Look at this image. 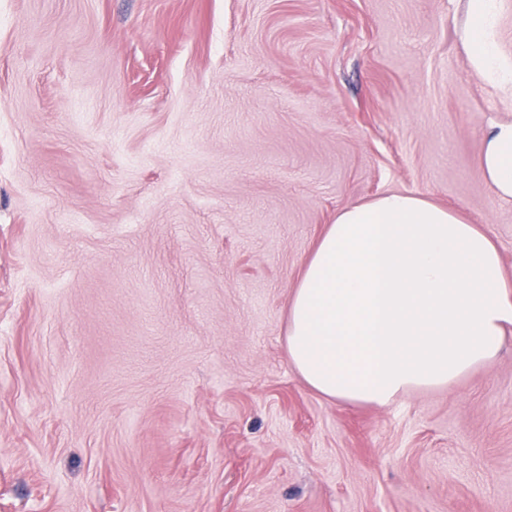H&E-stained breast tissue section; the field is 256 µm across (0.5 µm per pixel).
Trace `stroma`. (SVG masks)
Listing matches in <instances>:
<instances>
[{"label": "stroma", "mask_w": 512, "mask_h": 512, "mask_svg": "<svg viewBox=\"0 0 512 512\" xmlns=\"http://www.w3.org/2000/svg\"><path fill=\"white\" fill-rule=\"evenodd\" d=\"M465 0H0V512H512V334L350 405L288 362L337 211L486 228Z\"/></svg>", "instance_id": "stroma-1"}]
</instances>
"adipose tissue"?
I'll return each instance as SVG.
<instances>
[{
  "mask_svg": "<svg viewBox=\"0 0 512 512\" xmlns=\"http://www.w3.org/2000/svg\"><path fill=\"white\" fill-rule=\"evenodd\" d=\"M473 74L512 90L497 42L500 0H466ZM479 174L512 202V119L491 125ZM512 333V277L493 238L429 199L388 193L327 225L288 304V360L319 394L386 405L450 387L494 360Z\"/></svg>",
  "mask_w": 512,
  "mask_h": 512,
  "instance_id": "adipose-tissue-1",
  "label": "adipose tissue"
}]
</instances>
